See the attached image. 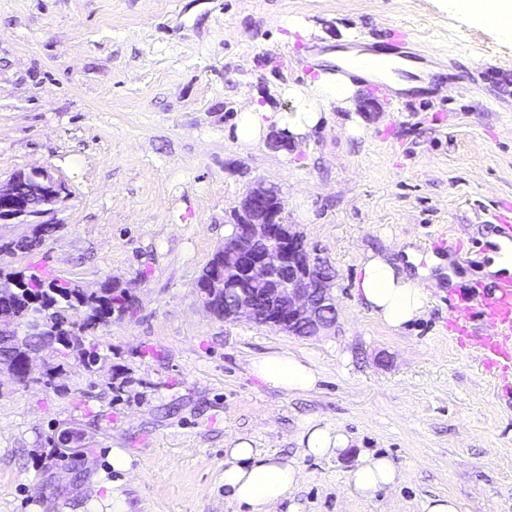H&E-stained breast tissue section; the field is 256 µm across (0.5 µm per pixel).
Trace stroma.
Returning <instances> with one entry per match:
<instances>
[{
	"label": "stroma",
	"instance_id": "35a3bbf8",
	"mask_svg": "<svg viewBox=\"0 0 512 512\" xmlns=\"http://www.w3.org/2000/svg\"><path fill=\"white\" fill-rule=\"evenodd\" d=\"M396 24L426 69L472 93L370 83L289 148H239V112L288 109L274 91L306 82L311 48L361 50ZM37 167L65 187L57 228L0 253V269L89 292L110 281L136 309L88 335L94 368L54 354L35 358L33 383L0 374V512H112L116 490L130 512H237L224 451L241 437L301 468L302 512H422L436 495L512 512V370L486 369L448 323L479 287L490 213L512 222V41L492 24L445 0H0V181ZM260 182L335 274L329 335L220 320L194 291ZM427 240L463 243L460 281L432 267L426 314L391 331L354 293L359 261L409 246L429 265ZM283 350L314 363L313 390L252 373L251 358ZM311 419L347 451L303 456ZM61 427L83 433L79 456L52 447ZM366 454L401 474L370 500L345 490Z\"/></svg>",
	"mask_w": 512,
	"mask_h": 512
}]
</instances>
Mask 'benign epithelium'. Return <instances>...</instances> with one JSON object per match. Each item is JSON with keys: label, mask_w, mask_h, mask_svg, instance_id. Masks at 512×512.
Segmentation results:
<instances>
[{"label": "benign epithelium", "mask_w": 512, "mask_h": 512, "mask_svg": "<svg viewBox=\"0 0 512 512\" xmlns=\"http://www.w3.org/2000/svg\"><path fill=\"white\" fill-rule=\"evenodd\" d=\"M64 185L43 168L19 170L0 184V224H23L28 232L7 243V252H30L43 244L42 225L55 223V206ZM214 275L196 289L216 317L274 327L290 335L317 336L336 324L334 276L311 251L303 235L284 218L278 191L264 183L251 188L240 204V220L214 254ZM0 335L22 352L21 363L2 362L20 384L32 381V355L75 348L73 340L42 332L40 343L27 345L18 335L14 308L0 307ZM56 445L68 454L83 447V434L60 430Z\"/></svg>", "instance_id": "7a95c632"}]
</instances>
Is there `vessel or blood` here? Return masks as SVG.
<instances>
[{"instance_id": "1", "label": "vessel or blood", "mask_w": 512, "mask_h": 512, "mask_svg": "<svg viewBox=\"0 0 512 512\" xmlns=\"http://www.w3.org/2000/svg\"><path fill=\"white\" fill-rule=\"evenodd\" d=\"M388 49L399 65L421 61L410 49L405 27H392ZM450 322L475 342L486 367L507 366L512 361V275L499 276L492 290L476 294L473 305L451 308Z\"/></svg>"}]
</instances>
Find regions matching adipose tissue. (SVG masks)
<instances>
[{
    "label": "adipose tissue",
    "mask_w": 512,
    "mask_h": 512,
    "mask_svg": "<svg viewBox=\"0 0 512 512\" xmlns=\"http://www.w3.org/2000/svg\"><path fill=\"white\" fill-rule=\"evenodd\" d=\"M448 7L479 20L485 19L488 10H495L498 33L512 40V0H448ZM367 58V53L357 50L328 55L331 70L306 84L283 88L288 110L276 112L270 105L252 102L238 116L234 132L237 143L246 150L255 148L273 128L299 139L310 134L332 108H352L358 86L351 74L363 68ZM354 289L371 315L395 332L406 330L425 314L430 296L420 276L404 262L373 251L361 259ZM250 368L267 385L289 392L310 391L319 380L310 362L292 352L255 357ZM299 443L304 456L323 459L343 454L349 439L336 428L314 420L301 432ZM226 455L224 487L244 512H299L297 504L289 500L303 481L297 465L253 448L243 437L227 449ZM398 481L399 473L388 458L361 455L347 475L346 490L353 497L370 499Z\"/></svg>",
    "instance_id": "1"
}]
</instances>
